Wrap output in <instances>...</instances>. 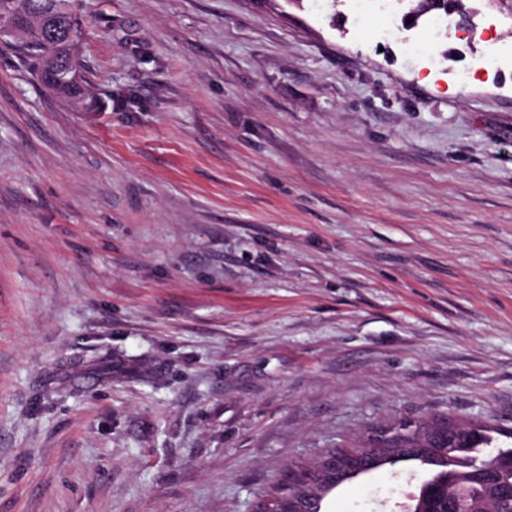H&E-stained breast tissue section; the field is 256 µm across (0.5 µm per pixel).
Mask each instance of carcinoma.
<instances>
[{"instance_id":"cac0c4a2","label":"carcinoma","mask_w":512,"mask_h":512,"mask_svg":"<svg viewBox=\"0 0 512 512\" xmlns=\"http://www.w3.org/2000/svg\"><path fill=\"white\" fill-rule=\"evenodd\" d=\"M66 11L59 14L53 0H0V36L20 34L24 49L36 61L41 83L60 98L78 104L84 112H99L101 105L89 95L86 81L75 82L82 70L74 50L81 33L72 0H63ZM448 417L419 422L399 421L386 434L367 446L345 448L360 456L361 470L338 480L342 484L386 464L418 461L436 468L420 487L433 494L448 488V504L456 512H512V448L500 449L478 461L476 456L492 443L487 426L462 424L465 436L448 428ZM291 499L302 512H322L325 497L336 488L321 477V468L298 467Z\"/></svg>"}]
</instances>
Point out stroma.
Here are the masks:
<instances>
[{"mask_svg":"<svg viewBox=\"0 0 512 512\" xmlns=\"http://www.w3.org/2000/svg\"><path fill=\"white\" fill-rule=\"evenodd\" d=\"M75 6L101 112L0 39V512H255L395 420L512 446V66L461 81L483 43L408 0L384 43L351 0Z\"/></svg>","mask_w":512,"mask_h":512,"instance_id":"1","label":"stroma"}]
</instances>
